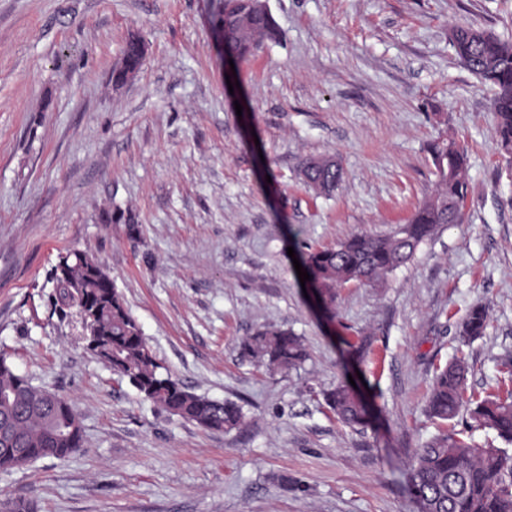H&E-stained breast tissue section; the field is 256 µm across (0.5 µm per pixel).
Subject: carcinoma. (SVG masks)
Returning a JSON list of instances; mask_svg holds the SVG:
<instances>
[{
	"label": "carcinoma",
	"mask_w": 512,
	"mask_h": 512,
	"mask_svg": "<svg viewBox=\"0 0 512 512\" xmlns=\"http://www.w3.org/2000/svg\"><path fill=\"white\" fill-rule=\"evenodd\" d=\"M452 33L455 56L494 89L496 135L505 149L512 150V41L469 27H457ZM276 35L270 14L248 11L230 25L225 45L246 58L258 42ZM429 152L436 190L407 223L383 237H353L332 249L302 256V266L311 276L309 284L323 305L333 302L339 288L393 272L410 261L438 227L457 221L454 208L466 194L465 154L446 139L432 143ZM301 173L320 194L334 191L343 178L341 166L329 157L307 159ZM59 263L62 268L51 272L54 306L74 315L79 326L92 327L94 335L86 338V347L94 356L126 377L144 399L204 429L226 430L241 424L243 413L237 404L197 395L161 372L122 296L98 264L79 252L60 256ZM488 325L486 307L473 305L459 326V341L467 344L483 336ZM242 350L270 370L295 369L307 357L301 339L281 328L257 331L243 341ZM467 370L464 358L457 357L436 372L427 411L430 417L448 422L467 403L470 418L493 431L502 446L470 444L455 432L428 441L410 464L408 490L419 512H512V393L464 400ZM323 398L343 425L364 428L369 423L370 406L349 382L338 383ZM81 441L82 428L68 401L32 386L0 358V470L40 458L65 459L80 448Z\"/></svg>",
	"instance_id": "cac0c4a2"
}]
</instances>
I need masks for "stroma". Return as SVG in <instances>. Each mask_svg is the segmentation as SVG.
<instances>
[{"label": "stroma", "mask_w": 512, "mask_h": 512, "mask_svg": "<svg viewBox=\"0 0 512 512\" xmlns=\"http://www.w3.org/2000/svg\"><path fill=\"white\" fill-rule=\"evenodd\" d=\"M266 4L276 40L230 68L215 32L224 0H0V357L70 402L83 431L68 458L0 471V502L417 512L411 460L447 429L425 412L437 369L459 351L465 398L512 389L500 371L512 359V155L496 141L493 90L449 42L456 27L512 37V0ZM134 36L147 57L113 87ZM440 138L467 155L461 222L319 309L292 255L405 223L435 189ZM328 156L344 178L324 195L301 166ZM68 250L109 275L163 369L240 405V426L173 415L86 349L50 304ZM477 303L487 334L458 346ZM270 327L301 337L300 368L243 354ZM355 373L374 407L364 429L321 396Z\"/></svg>", "instance_id": "1"}]
</instances>
